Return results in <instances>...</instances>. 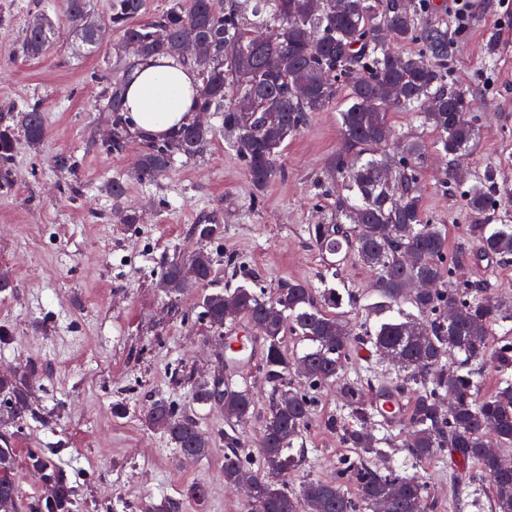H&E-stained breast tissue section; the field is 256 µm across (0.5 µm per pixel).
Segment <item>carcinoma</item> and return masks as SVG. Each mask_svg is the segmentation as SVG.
Listing matches in <instances>:
<instances>
[{
  "instance_id": "obj_1",
  "label": "carcinoma",
  "mask_w": 512,
  "mask_h": 512,
  "mask_svg": "<svg viewBox=\"0 0 512 512\" xmlns=\"http://www.w3.org/2000/svg\"><path fill=\"white\" fill-rule=\"evenodd\" d=\"M230 0L222 9L213 0H175L157 19L137 24L144 0H112L108 22L119 33L115 57L131 47L142 58L167 54L170 43L193 61L200 42L212 57L200 72V112L221 113L224 139L243 162L255 194L264 192L281 173L279 156L313 112L336 100V77L348 79L347 107L340 112L341 148L328 168L350 195L336 196L330 219L307 227L312 245L325 256L331 277L352 256L376 273L374 288L390 307L409 303L417 315L402 314L362 328L339 308L343 296L334 287L314 292L301 282H288L268 295L245 285L209 290L216 260L200 248L168 261L160 288L171 300L201 289L203 315L219 331L239 316L263 339L262 373L271 387L257 460L236 448L235 427L249 419L254 400L224 377L194 382L192 402L224 410V483L248 487L245 512H429L428 487L422 479L380 469L367 458L390 445L392 425L377 419L359 378L347 377L346 364L356 345L371 344L377 355L397 366L394 392L413 393L403 425L409 430L405 448L416 461L439 457L453 469L457 512L469 498L489 490L491 512H512V336L498 348L489 343V326L503 314L483 284L461 282L446 288L455 267L447 265L448 236L439 224L425 221L421 168L427 155L416 140H403L389 114L411 112L435 134L436 148L448 158L441 185L466 187L463 201L473 215L501 205L493 179L477 177L457 166L468 154L478 131L468 118L469 96L448 85V27H420L419 16L430 0ZM63 20L93 48L97 38L83 27L90 0H63ZM251 13L249 26L242 14ZM56 24L47 19L29 27L25 54L37 58L47 49ZM422 43L415 52L390 49V40ZM303 85L307 94L290 88ZM122 82L107 88L105 111L112 113L110 147L121 151L127 141ZM26 141L45 137L38 105L23 113ZM214 136L211 126L191 122L168 141L150 144L141 153L137 175L155 179L170 167L174 154L193 157ZM16 147L14 128L0 127V176L7 174ZM115 213L123 224L139 223V215L122 206L120 181L107 184ZM481 252L487 257L512 256V225L484 232ZM306 348L298 353L284 345L287 333ZM493 370L497 385L479 395L484 373ZM32 371L15 369L0 375L9 423L24 424L35 415L30 397ZM297 378L301 384L292 383ZM336 383L344 421L331 420L342 442L358 450L343 460L330 480H311L298 491L288 488V475L300 468L303 436L314 416L310 392ZM146 426L163 431L186 459L209 454L211 439L195 415L163 400L142 414ZM39 472L44 495L32 512H75V489L44 451L28 455ZM14 455L0 448V512H17L20 486L13 474ZM353 481L356 495L345 484Z\"/></svg>"
}]
</instances>
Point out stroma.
Wrapping results in <instances>:
<instances>
[{"label": "stroma", "mask_w": 512, "mask_h": 512, "mask_svg": "<svg viewBox=\"0 0 512 512\" xmlns=\"http://www.w3.org/2000/svg\"><path fill=\"white\" fill-rule=\"evenodd\" d=\"M422 26L448 28V82L473 98L470 112L479 137L465 163L470 172L491 171L502 205L482 218L464 206L461 191L442 186L444 157L430 153L420 176L424 213L448 234L456 259L455 282L489 281L490 293L512 310V257L479 258L485 230L512 224V12L498 0H474L467 24H459L450 0H433ZM90 17L102 26L94 51L58 26L45 55L23 56L31 19L58 18L62 0H0V126L19 127L27 106L39 105L46 135L36 146L18 138L0 186V272L15 288L0 294V371L34 367V419L14 429V474L23 478V508L45 491L28 469L30 452L54 449L53 461L74 485L79 512H138L164 498L183 502L182 512H242L245 496L224 484V413L216 406L197 417L212 438L207 457L183 459L167 436L141 420L157 399L184 407L193 379L223 371V333L206 322L199 292L170 303L156 283L166 262L207 248L216 257L214 287L245 285L273 293L301 281L322 288L324 261L310 243L308 225L325 222L342 184L326 169L339 150V113L348 87L336 81V101L313 113L279 156L282 169L263 195H254L242 162L216 135L201 154L175 156L171 168L152 180L136 169L145 140L130 135L119 153L109 147L112 115L103 109L109 83L121 80L113 65L119 36L107 24L110 0H90ZM72 156V172H59L57 155ZM123 180V204L140 221L119 223L104 186ZM217 220L220 233L200 241L193 225ZM352 294V314L375 326L379 300L374 271L348 261L339 272ZM255 412L236 429L238 445L256 454L270 388L260 369L238 378ZM341 403L335 384L315 391V416L303 440L302 466L288 478L292 489L330 478L350 450L329 421ZM387 459L415 470L437 499L432 512H453L448 468L438 458L410 465L402 446L406 430L394 431ZM204 484V499L189 488Z\"/></svg>", "instance_id": "stroma-1"}]
</instances>
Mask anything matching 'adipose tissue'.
Masks as SVG:
<instances>
[{
    "label": "adipose tissue",
    "instance_id": "adipose-tissue-1",
    "mask_svg": "<svg viewBox=\"0 0 512 512\" xmlns=\"http://www.w3.org/2000/svg\"><path fill=\"white\" fill-rule=\"evenodd\" d=\"M196 102L197 80L189 65L142 60L127 86L125 117L143 138H162L191 122Z\"/></svg>",
    "mask_w": 512,
    "mask_h": 512
}]
</instances>
